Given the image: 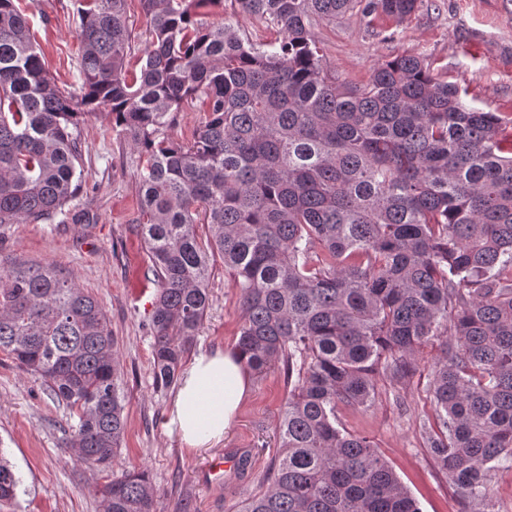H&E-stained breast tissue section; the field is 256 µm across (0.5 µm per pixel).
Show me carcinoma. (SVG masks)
Listing matches in <instances>:
<instances>
[{"instance_id":"cac0c4a2","label":"carcinoma","mask_w":512,"mask_h":512,"mask_svg":"<svg viewBox=\"0 0 512 512\" xmlns=\"http://www.w3.org/2000/svg\"><path fill=\"white\" fill-rule=\"evenodd\" d=\"M140 2L147 48L131 71L127 0H84L71 90L49 76L27 9L0 0V225L64 212L85 178L80 126L108 111L140 159L156 386L177 380L216 255L244 309L245 367L283 373L279 450L240 512H420L336 409L368 406L380 375L406 382L426 344L441 356L421 435L488 512L487 465L512 458V117L466 105L419 56L379 64L359 87L324 70L316 24L403 20L419 0H231L280 34L258 43L196 25L217 0ZM196 101L205 119L192 139L168 137ZM0 351L77 417L64 445L109 474L104 512H155L146 471L112 473L124 407L97 300L53 269L12 265L0 273ZM21 485L0 457V501Z\"/></svg>"}]
</instances>
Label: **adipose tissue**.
Instances as JSON below:
<instances>
[{
    "label": "adipose tissue",
    "mask_w": 512,
    "mask_h": 512,
    "mask_svg": "<svg viewBox=\"0 0 512 512\" xmlns=\"http://www.w3.org/2000/svg\"><path fill=\"white\" fill-rule=\"evenodd\" d=\"M249 389L237 352L202 353L183 372L168 425L192 448L220 442Z\"/></svg>",
    "instance_id": "adipose-tissue-1"
}]
</instances>
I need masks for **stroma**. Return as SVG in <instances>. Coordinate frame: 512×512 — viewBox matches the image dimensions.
I'll return each mask as SVG.
<instances>
[{"instance_id":"35a3bbf8","label":"stroma","mask_w":512,"mask_h":512,"mask_svg":"<svg viewBox=\"0 0 512 512\" xmlns=\"http://www.w3.org/2000/svg\"><path fill=\"white\" fill-rule=\"evenodd\" d=\"M80 0H29L36 44L49 73L62 87L79 86ZM206 26L229 23L242 38L271 40L276 33L258 18L239 14L230 0L201 10ZM324 68L359 86L374 68L402 54L425 58L442 80L456 85L466 102L485 112L512 116V0H421L402 22L359 14L315 27ZM79 147L85 182L66 214L40 223L0 226V265L54 267L98 301L116 340L120 391L126 419L115 471L144 469L156 491L157 512H236L277 453L275 428L286 398L274 371L252 376L232 428L211 448L191 449L167 426L175 387L157 388L153 377L151 314L158 286L148 270L139 193V155L105 112L88 116ZM82 223H73V215ZM209 308L192 354L235 349L243 311L232 276L213 257ZM438 355L425 346L417 373L402 387L379 378L369 406L339 407L341 428L370 436L421 512H471L444 474L437 471L418 424L432 416L428 391ZM73 420L37 376L23 372L0 351V453L23 479L17 503L0 512H101L100 477L85 472L64 448ZM232 448L248 452L250 464L223 487L203 483V465Z\"/></svg>"}]
</instances>
